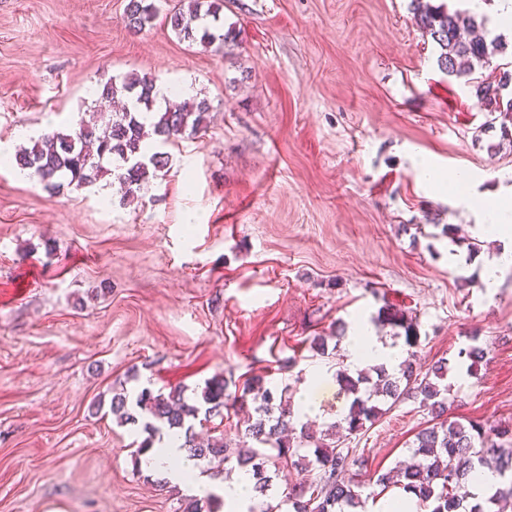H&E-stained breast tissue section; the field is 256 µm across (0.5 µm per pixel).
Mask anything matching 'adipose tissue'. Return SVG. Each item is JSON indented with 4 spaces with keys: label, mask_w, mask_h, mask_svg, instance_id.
Wrapping results in <instances>:
<instances>
[{
    "label": "adipose tissue",
    "mask_w": 512,
    "mask_h": 512,
    "mask_svg": "<svg viewBox=\"0 0 512 512\" xmlns=\"http://www.w3.org/2000/svg\"><path fill=\"white\" fill-rule=\"evenodd\" d=\"M477 228L487 236L512 241V185L501 188L499 194L477 206ZM356 365L383 363L389 366L399 363L401 356L397 348L385 344L376 336L367 321H359L357 330L344 342ZM183 438L174 433L162 435L146 456L149 469L160 472L169 486L189 489L194 497L203 499L213 490L211 483L199 473L196 459L190 458L182 446ZM252 480L247 472L224 482L216 492L230 507L245 508L253 503Z\"/></svg>",
    "instance_id": "1"
}]
</instances>
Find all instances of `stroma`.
Wrapping results in <instances>:
<instances>
[{"instance_id":"stroma-1","label":"stroma","mask_w":512,"mask_h":512,"mask_svg":"<svg viewBox=\"0 0 512 512\" xmlns=\"http://www.w3.org/2000/svg\"><path fill=\"white\" fill-rule=\"evenodd\" d=\"M126 4L0 0L2 145L70 129L90 87L131 72L212 104L130 199L111 176L52 196L0 168V512H181L113 393L194 402L263 374L310 393L321 431L345 399L311 338L387 305L417 319L418 366L451 361L449 418L512 425V267L482 279L505 244L442 232L476 237L462 200L512 176V143L439 70L410 0H224L229 57L160 18L129 32ZM473 340L486 356L460 371ZM427 418L406 400L357 435L356 480L405 460Z\"/></svg>"}]
</instances>
